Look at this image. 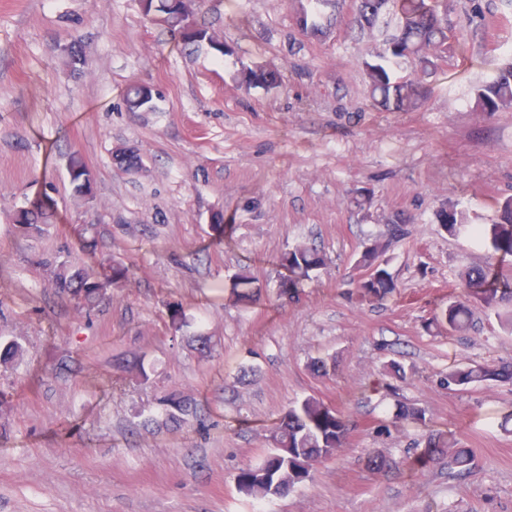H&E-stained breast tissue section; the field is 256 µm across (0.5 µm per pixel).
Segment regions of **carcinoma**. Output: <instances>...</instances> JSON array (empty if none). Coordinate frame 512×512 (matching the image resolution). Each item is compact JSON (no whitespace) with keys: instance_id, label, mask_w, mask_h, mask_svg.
I'll return each mask as SVG.
<instances>
[{"instance_id":"cac0c4a2","label":"carcinoma","mask_w":512,"mask_h":512,"mask_svg":"<svg viewBox=\"0 0 512 512\" xmlns=\"http://www.w3.org/2000/svg\"><path fill=\"white\" fill-rule=\"evenodd\" d=\"M324 0H307L300 14L315 29L321 27L320 6ZM154 13L164 18V26L178 33L186 45H210L208 29L195 26L191 35L185 32L184 22L194 18L197 0H179L170 6V0H155ZM353 24L359 32L376 29L389 30L392 47L364 61L369 94L374 106L384 110L408 111L416 108L423 98L422 81L418 77L400 79L394 76V67L412 58L420 67V74L430 75L436 70L439 54L448 49L451 39L448 30V0H354ZM63 53L72 66H84L87 58L80 41L72 39L63 47ZM242 82L254 87L276 88L282 84L281 75L262 65L248 67L242 72ZM475 104L482 112H499L512 107V63L502 68L489 81L475 90ZM70 181L74 193L89 198L94 179L92 171L78 155H73L69 165ZM48 216L41 208L22 209L15 214L14 223L27 228L47 223ZM501 224L493 229L492 247L502 255H512V199L501 207ZM437 221L452 236L465 234L475 240L480 232L471 224L466 213L454 207L437 212ZM410 234L408 219L398 214L391 221L385 238H378L364 246L357 259V267L366 271L358 288L363 297L381 301L392 293L396 284L386 269V253L390 246ZM280 265L288 270V277L281 280L279 295L295 292L301 280L310 273L326 266L325 254L313 246H299L280 256ZM44 265L53 269V283L62 292L69 293L78 307L92 310L102 302L107 287L117 282L125 273L119 264L102 265L96 275L84 268L65 261L46 260ZM498 273L490 266L474 267L467 272L460 284L461 294L448 304L444 321L450 332H464L471 325L470 298L477 296L487 308L497 315L502 328L512 332V290H500ZM252 279L247 274L237 277L232 294L249 304L254 301ZM512 381V365L490 367L484 365L456 366L448 371L445 384L452 391L471 386ZM159 406L165 416L176 422L194 417L197 408L183 397L170 393L160 398ZM399 416L417 424H426L425 410L406 402L398 403ZM349 427L336 410L315 397H307L288 407L273 430L270 441L273 449L264 461L255 467L240 471L238 482L243 491L255 498L274 495V489L289 490L310 477L313 466L335 456L344 446ZM423 455L432 461L443 460L448 469L462 474L469 470L470 454L457 447L451 436L439 433L428 435Z\"/></svg>"}]
</instances>
